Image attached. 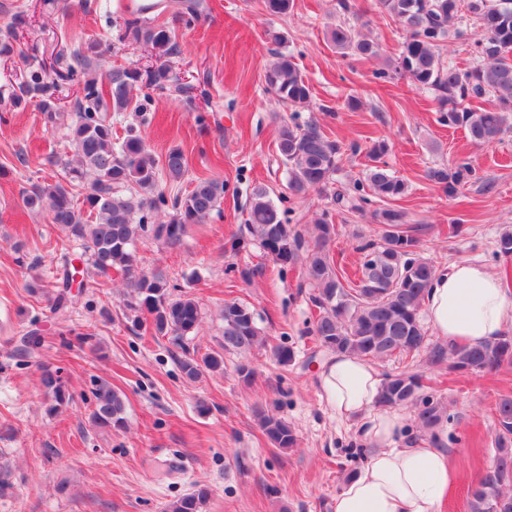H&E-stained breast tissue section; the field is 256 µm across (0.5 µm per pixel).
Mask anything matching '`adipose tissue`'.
Here are the masks:
<instances>
[{
	"label": "adipose tissue",
	"instance_id": "adipose-tissue-1",
	"mask_svg": "<svg viewBox=\"0 0 512 512\" xmlns=\"http://www.w3.org/2000/svg\"><path fill=\"white\" fill-rule=\"evenodd\" d=\"M423 310L437 337L476 344L503 333L512 321V297L487 265L464 261L436 275ZM381 383L372 365L348 355L333 356L320 377L332 413L358 420L359 437L372 449L334 496L332 512H442L453 477L450 458L431 446L400 447V415L373 410Z\"/></svg>",
	"mask_w": 512,
	"mask_h": 512
}]
</instances>
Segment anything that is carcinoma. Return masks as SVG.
<instances>
[{
    "label": "carcinoma",
    "mask_w": 512,
    "mask_h": 512,
    "mask_svg": "<svg viewBox=\"0 0 512 512\" xmlns=\"http://www.w3.org/2000/svg\"><path fill=\"white\" fill-rule=\"evenodd\" d=\"M261 4L272 16H285L294 9V0H261ZM375 6L402 31L393 71L380 69L376 77L385 79L393 73L436 91L441 121L464 128L472 143L488 145L500 140L512 114V0H376ZM465 16L475 18L480 36L474 41L477 63L463 71L444 58L441 49L460 36L455 23ZM126 34L159 58L178 52L165 22L153 24L136 16L127 20ZM328 39L343 55H378L376 43L357 37L345 24L330 29ZM101 55L98 40L61 50L54 58L55 80H49L43 65L32 64L12 85L9 104L19 110L33 104L45 123L53 126L67 116L61 106L64 86L76 87L72 113L67 116L73 161L52 180L33 185L23 202L30 210L47 212L50 223L82 241L100 274L122 271L130 307L150 316L155 334L182 341L201 323L199 301L188 295L171 297L167 279L139 269L136 243L152 237L177 249L190 225L204 223L218 210L224 199V179H199L184 195L171 196L160 188L163 179L174 184L185 176L183 151L172 149L164 161H158L134 125L127 126L122 137L113 135L112 114L143 112L137 92L144 89L187 95L192 86L173 77L165 64L143 70L112 64L104 70ZM264 81L266 90L290 108L304 107L311 100L309 83L292 56L284 52L275 53ZM277 149L288 168L293 197L329 188L343 155L342 145L315 123L282 125ZM387 150L385 141H375L368 151L371 165L364 179L334 192V203L359 212L373 198L388 202L404 196L407 182L382 161ZM474 173L471 163L463 159L448 167L430 168L427 177L453 197ZM166 209L172 211L169 221L154 223ZM377 219L382 227L379 241L360 246L361 274L353 288L344 284L326 250L336 235V225L327 215L315 222L318 235L309 245L267 189L258 186L252 192L246 225L274 263L285 267L303 262L314 290L311 301L319 309L312 336L324 352L374 362L393 356L412 358L429 348L434 361H448L450 373H491L511 366L512 336L507 334L477 344L429 347L421 313L436 268L419 255V240L405 228L403 211L385 208ZM223 318L224 351L242 354L263 344L249 307L226 301ZM181 369L187 378L197 380L206 371H222L224 359L213 354L199 359L188 356ZM40 381L56 405L69 402L60 370H43ZM92 394L93 422L103 428L124 427L125 404L120 393L100 381ZM376 405L413 406L416 428L432 436L450 420L444 403L425 393L422 375L409 370L383 375ZM490 411L495 421V464L471 487L468 512H512V396L497 399ZM258 420L274 447L296 446V432L288 421L264 411L258 413ZM208 496V489L201 487L170 503L166 512H202Z\"/></svg>",
    "instance_id": "obj_1"
}]
</instances>
